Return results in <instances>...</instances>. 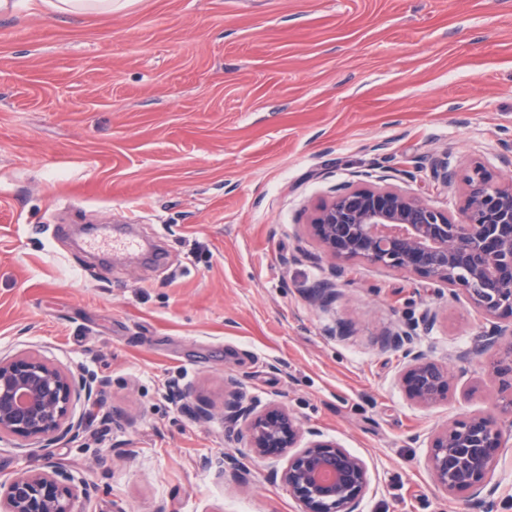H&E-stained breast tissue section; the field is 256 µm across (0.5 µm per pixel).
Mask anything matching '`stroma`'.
I'll return each instance as SVG.
<instances>
[{
    "instance_id": "stroma-1",
    "label": "stroma",
    "mask_w": 512,
    "mask_h": 512,
    "mask_svg": "<svg viewBox=\"0 0 512 512\" xmlns=\"http://www.w3.org/2000/svg\"><path fill=\"white\" fill-rule=\"evenodd\" d=\"M15 2L0 12V355L106 386L102 418L51 452L0 439V481L61 465L97 486L88 512H296L224 426L238 378L366 461L363 512H478L435 487L427 441L496 417L512 512V415L484 359L457 358L488 323L441 283L357 260L331 306L306 295L328 274L310 216L337 188L382 178L455 212L463 185L434 182L435 159L512 178V0ZM90 224L165 258L92 251ZM427 309L416 345L453 372L430 408L382 345ZM46 5L54 10L69 13L89 11L111 12L112 0H45Z\"/></svg>"
}]
</instances>
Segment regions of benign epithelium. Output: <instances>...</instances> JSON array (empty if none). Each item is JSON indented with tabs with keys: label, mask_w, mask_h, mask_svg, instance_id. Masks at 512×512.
<instances>
[{
	"label": "benign epithelium",
	"mask_w": 512,
	"mask_h": 512,
	"mask_svg": "<svg viewBox=\"0 0 512 512\" xmlns=\"http://www.w3.org/2000/svg\"><path fill=\"white\" fill-rule=\"evenodd\" d=\"M432 174L443 185L456 177L446 160L435 162ZM464 182L467 199L456 215L434 208L417 193L391 187L338 192L310 223L332 260V278L306 292L312 302L330 305L336 279L345 271L342 263L354 259L443 283L491 322L457 358L497 351L491 374L512 387V180L496 183L475 164ZM435 317L427 309L418 320L383 335L385 345L403 351V382L410 399L423 407L444 401L450 389L448 365L414 346L417 327L433 325ZM505 336L511 340L502 342ZM103 386L95 376L62 371L36 356H0V438L34 440L47 451L60 439L78 437L85 419L70 416L72 399L82 395L98 406ZM224 423L245 439L251 458L286 460L272 476L288 489L298 512H360L369 488L366 462L319 429L304 426L286 407H259L248 398L244 382L233 379L224 400ZM506 451L497 421L472 415L432 432L427 467L438 489L467 491L482 512H495L490 478ZM75 482L71 472L55 465L1 481L0 512H87L97 487L82 481L78 491Z\"/></svg>",
	"instance_id": "1"
}]
</instances>
